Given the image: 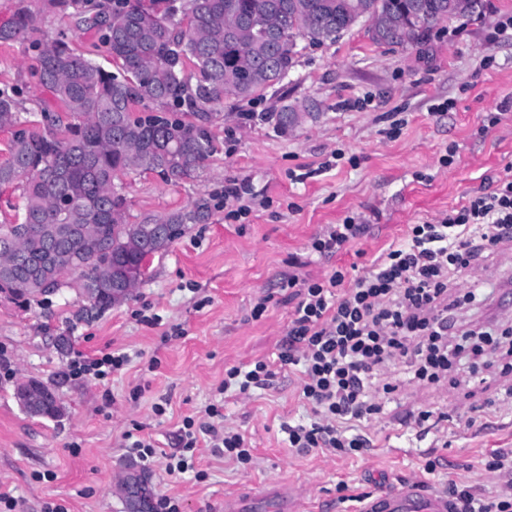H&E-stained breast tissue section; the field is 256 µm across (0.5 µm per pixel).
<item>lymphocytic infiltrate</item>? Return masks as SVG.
Segmentation results:
<instances>
[{"mask_svg":"<svg viewBox=\"0 0 512 512\" xmlns=\"http://www.w3.org/2000/svg\"><path fill=\"white\" fill-rule=\"evenodd\" d=\"M507 242H512V177L470 195L437 222L409 225L404 239L391 244L362 277L347 279L340 269L321 279L288 276L283 285L293 290L297 304L277 362L230 367L223 390L246 396L271 385L275 366L299 368L300 397L312 420L282 423L289 447L346 456L370 447V439L350 433L349 424L379 412L368 397L370 388L398 391L384 375L392 364H403L420 385L458 386L465 354L512 374V326L456 333L455 312L473 302L476 292H452L458 273L477 266L483 251ZM178 439L182 456L169 465L172 473L186 472L187 452L201 444L243 464L252 458L243 436L226 430L216 404L202 416L185 417ZM448 497L454 512H512L511 484L479 496L452 481Z\"/></svg>","mask_w":512,"mask_h":512,"instance_id":"obj_1","label":"lymphocytic infiltrate"}]
</instances>
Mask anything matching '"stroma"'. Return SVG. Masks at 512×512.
<instances>
[{"mask_svg": "<svg viewBox=\"0 0 512 512\" xmlns=\"http://www.w3.org/2000/svg\"><path fill=\"white\" fill-rule=\"evenodd\" d=\"M484 4L483 14L442 22L403 49L374 44L363 20L336 42L300 41L287 82L213 107L212 153L202 168L175 184L155 173L123 176L130 217L164 216L203 199L211 218L154 254L122 304L90 309L70 288L27 303L0 294V355L9 360L0 367V490L17 499L15 512H43L48 502L67 512H123L117 484L131 461L123 435L138 425L158 444L141 467L181 512H224L228 496L244 512H273L272 493L288 485L304 490L303 512H359L365 497L412 480L439 492L452 480L480 492L504 488L506 476L485 461L512 448V379L493 371L455 389L371 390L380 411L358 429L373 446L348 457L285 443L281 423L310 416L297 372L279 370L271 387L247 398L219 391L226 369L276 361L295 306L284 278L319 279L337 268L363 276L408 225L435 221L512 169V38L495 34L497 21L512 16V0ZM37 69L28 44H0V90L24 115L51 98ZM447 99L453 108L434 113ZM305 101L318 105L316 118L281 132L272 112ZM498 111L502 122L485 128ZM246 112L253 120H243ZM451 145L455 161L442 166ZM232 184L245 188L251 207L240 221L224 216ZM349 215L362 216L368 232L335 255L315 253L313 238ZM474 277L486 281L488 298L464 320L512 318L501 305L512 292V245L459 275ZM262 298L267 309L257 318ZM59 336L70 337L69 354L55 349ZM78 352H119L130 362L104 381L75 378L68 366ZM24 378L51 383L63 417L25 413L15 398ZM211 403L245 436L251 463L202 447L192 471L168 473L183 418ZM424 407L440 415L425 430L414 423Z\"/></svg>", "mask_w": 512, "mask_h": 512, "instance_id": "stroma-1", "label": "stroma"}]
</instances>
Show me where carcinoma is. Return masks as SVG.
<instances>
[{"instance_id": "obj_1", "label": "carcinoma", "mask_w": 512, "mask_h": 512, "mask_svg": "<svg viewBox=\"0 0 512 512\" xmlns=\"http://www.w3.org/2000/svg\"><path fill=\"white\" fill-rule=\"evenodd\" d=\"M482 0H113L96 11L91 0H19L0 25V43L27 42L37 53L40 82L65 112L41 109L40 119H21L14 97L0 91V129L12 130L0 162V187L21 189V222L0 224V251L23 262L39 260L47 242L42 224H90L93 236L74 239L73 272L94 277L90 256L99 254L114 288L127 274H144L146 259L168 248L189 224H205L204 200L165 216L131 224L122 186L130 171L157 172L176 183L204 165L206 129L159 115L136 117L135 106H184L195 115L223 103L224 95L250 100L288 77L297 41L333 42L360 20L376 45L407 47L434 25L473 16ZM59 11L86 31L101 33L112 72L74 43L44 30L37 18ZM315 118L312 104H284L275 113L286 131ZM20 273L6 293L45 294L26 286ZM43 418L61 412L50 385L40 400Z\"/></svg>"}]
</instances>
